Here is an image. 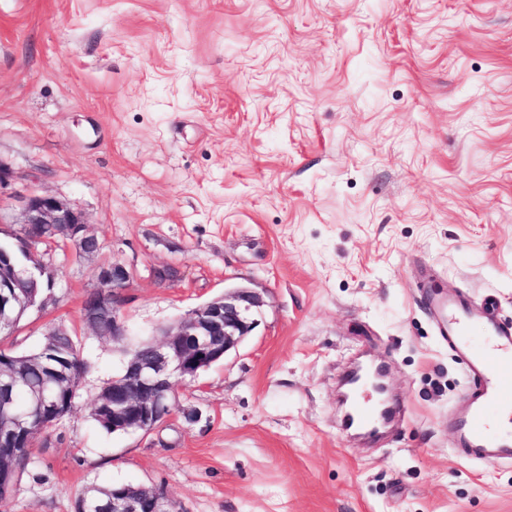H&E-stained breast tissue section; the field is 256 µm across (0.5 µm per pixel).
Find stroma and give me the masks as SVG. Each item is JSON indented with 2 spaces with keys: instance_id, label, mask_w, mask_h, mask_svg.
I'll list each match as a JSON object with an SVG mask.
<instances>
[{
  "instance_id": "stroma-1",
  "label": "stroma",
  "mask_w": 512,
  "mask_h": 512,
  "mask_svg": "<svg viewBox=\"0 0 512 512\" xmlns=\"http://www.w3.org/2000/svg\"><path fill=\"white\" fill-rule=\"evenodd\" d=\"M0 164L100 242L53 248L51 300L0 337L63 327L92 363L5 512L113 482L173 512H512V461L466 457L448 424L478 383L417 286L431 268L512 324V0H0ZM110 261L132 343L225 289L263 298L148 433L91 417L122 358L81 323ZM358 354L405 406L371 444L339 429Z\"/></svg>"
}]
</instances>
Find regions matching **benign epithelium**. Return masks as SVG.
<instances>
[{
  "label": "benign epithelium",
  "instance_id": "benign-epithelium-1",
  "mask_svg": "<svg viewBox=\"0 0 512 512\" xmlns=\"http://www.w3.org/2000/svg\"><path fill=\"white\" fill-rule=\"evenodd\" d=\"M14 198L19 211L13 223L22 225L16 241L24 242V260L19 267L0 264V332L15 328L21 317L40 303L35 298L37 289L55 285L51 259L45 258L39 247L69 244L84 255L100 248L83 213L73 205L36 190L17 192ZM36 225H54L57 235L33 236L30 231ZM132 278L131 270L120 263L98 268L96 287L84 304L82 323L88 329L95 328V317L110 312L112 335H126L120 310L127 301ZM262 305V297L248 287L227 289L165 328L161 340L151 345L148 357H134L126 351L122 367L129 368L130 375L112 379V432L152 431L170 414L172 379H194L223 361L250 335L255 327L252 313ZM54 410L66 412L40 395L31 412L15 413L0 397V432H8L31 448L33 424ZM163 503V496L154 488L142 487L135 496L124 487L112 491V512H166Z\"/></svg>",
  "mask_w": 512,
  "mask_h": 512
}]
</instances>
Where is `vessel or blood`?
I'll use <instances>...</instances> for the list:
<instances>
[{"label":"vessel or blood","mask_w":512,"mask_h":512,"mask_svg":"<svg viewBox=\"0 0 512 512\" xmlns=\"http://www.w3.org/2000/svg\"><path fill=\"white\" fill-rule=\"evenodd\" d=\"M429 304L439 316L442 338L469 361L480 379V393L457 421V433L469 453L512 456V326L489 321L475 341L469 337L471 322L462 303L433 294ZM387 414L378 406L377 392L361 388L353 395L343 427L371 431Z\"/></svg>","instance_id":"1"}]
</instances>
